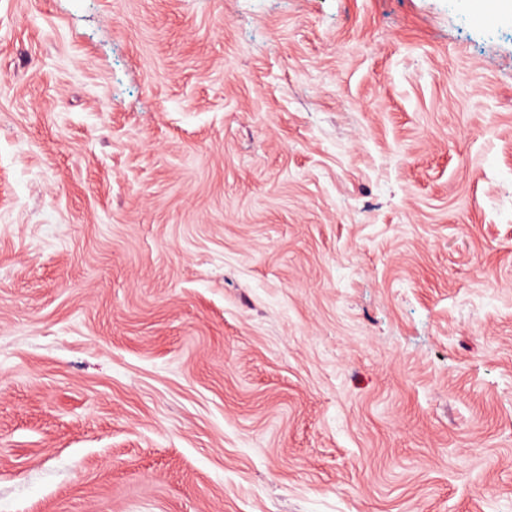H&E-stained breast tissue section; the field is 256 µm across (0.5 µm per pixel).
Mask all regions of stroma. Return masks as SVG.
<instances>
[{"instance_id":"stroma-1","label":"stroma","mask_w":512,"mask_h":512,"mask_svg":"<svg viewBox=\"0 0 512 512\" xmlns=\"http://www.w3.org/2000/svg\"><path fill=\"white\" fill-rule=\"evenodd\" d=\"M0 512H512V8L0 0Z\"/></svg>"}]
</instances>
